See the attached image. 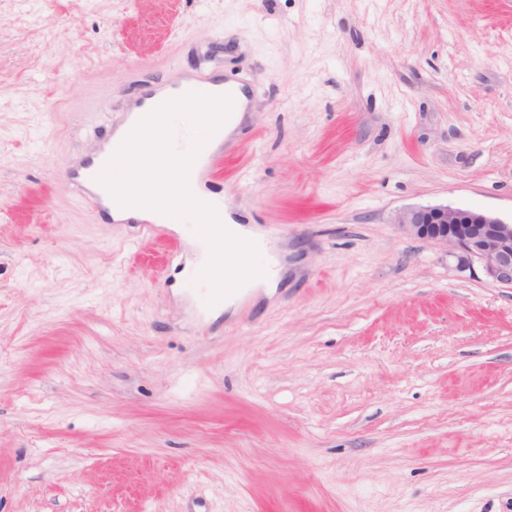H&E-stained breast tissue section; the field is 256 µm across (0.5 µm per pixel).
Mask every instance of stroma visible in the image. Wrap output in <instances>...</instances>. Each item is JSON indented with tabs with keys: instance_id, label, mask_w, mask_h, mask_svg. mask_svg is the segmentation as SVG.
I'll list each match as a JSON object with an SVG mask.
<instances>
[{
	"instance_id": "stroma-1",
	"label": "stroma",
	"mask_w": 512,
	"mask_h": 512,
	"mask_svg": "<svg viewBox=\"0 0 512 512\" xmlns=\"http://www.w3.org/2000/svg\"><path fill=\"white\" fill-rule=\"evenodd\" d=\"M191 73L280 270L228 308L72 187ZM446 203L512 218V0H0V512H512V288L395 224ZM187 79L190 83L185 92L173 99L182 97L188 93H205L216 96L229 95L233 99V109L228 120L233 116V113L236 112L238 106V87L235 84L229 81L216 82L201 75H194Z\"/></svg>"
}]
</instances>
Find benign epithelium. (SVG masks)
Listing matches in <instances>:
<instances>
[{"instance_id": "obj_1", "label": "benign epithelium", "mask_w": 512, "mask_h": 512, "mask_svg": "<svg viewBox=\"0 0 512 512\" xmlns=\"http://www.w3.org/2000/svg\"><path fill=\"white\" fill-rule=\"evenodd\" d=\"M395 224L408 236L458 252L463 264L479 262L489 278L512 288V220L438 204L406 208L397 214Z\"/></svg>"}]
</instances>
